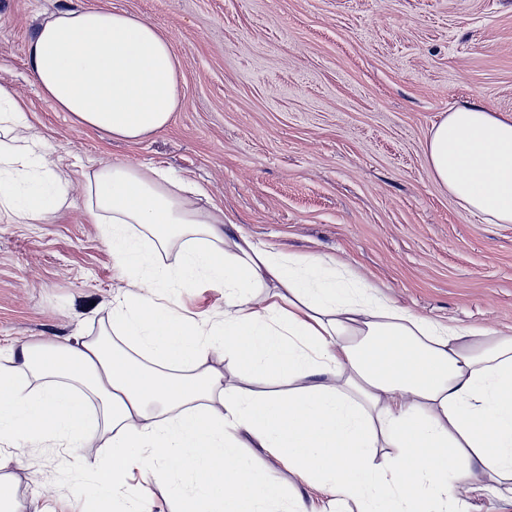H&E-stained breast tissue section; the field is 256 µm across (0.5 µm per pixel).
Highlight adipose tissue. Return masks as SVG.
<instances>
[{
    "mask_svg": "<svg viewBox=\"0 0 512 512\" xmlns=\"http://www.w3.org/2000/svg\"><path fill=\"white\" fill-rule=\"evenodd\" d=\"M27 59L56 110L118 139L140 141L181 107L169 40L124 10L56 11ZM23 110L0 84V129L12 133L0 145V220L16 224L59 210L73 182ZM425 158L461 208L512 224V119L452 108ZM86 190L128 287L112 340L26 345L0 364L1 448H88L104 427L110 449L74 490L94 512H132L135 470L175 486L176 512H264L285 490L248 448L362 512H471L460 484L512 505V336L417 317L345 264L274 251L166 169L115 161ZM173 247L178 266L160 265ZM177 281L223 289V315L196 320L162 301ZM229 371L288 389L261 397L226 383Z\"/></svg>",
    "mask_w": 512,
    "mask_h": 512,
    "instance_id": "ef3b65f1",
    "label": "adipose tissue"
}]
</instances>
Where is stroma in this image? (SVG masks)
I'll return each instance as SVG.
<instances>
[{
  "label": "stroma",
  "instance_id": "1",
  "mask_svg": "<svg viewBox=\"0 0 512 512\" xmlns=\"http://www.w3.org/2000/svg\"><path fill=\"white\" fill-rule=\"evenodd\" d=\"M70 7L121 9L169 38L182 107L168 127L116 140L44 97L25 50ZM0 84L73 176L49 219L0 222L2 361L107 325L122 273L84 185L114 160L196 181L256 240L345 262L419 317L512 332V224L461 209L424 159L449 108L512 118V0H0ZM173 294L224 311L222 289ZM0 480L14 512H62L75 470L63 448H5Z\"/></svg>",
  "mask_w": 512,
  "mask_h": 512
}]
</instances>
